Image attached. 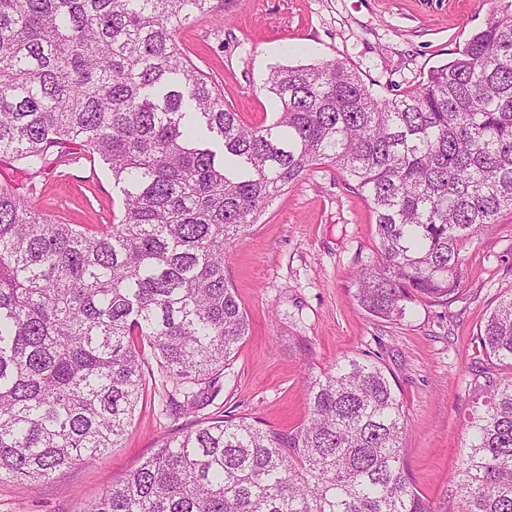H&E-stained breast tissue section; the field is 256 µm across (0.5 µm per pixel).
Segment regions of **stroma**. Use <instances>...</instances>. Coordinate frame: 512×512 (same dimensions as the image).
Listing matches in <instances>:
<instances>
[{
  "mask_svg": "<svg viewBox=\"0 0 512 512\" xmlns=\"http://www.w3.org/2000/svg\"><path fill=\"white\" fill-rule=\"evenodd\" d=\"M512 0H216L177 40L189 60L249 124L270 123L264 83L273 67L340 58L380 97L416 88L430 70L485 28ZM0 182L34 184L40 213L94 230L118 223L123 196L98 155L74 149L29 178L0 163ZM224 273L249 318V333L224 367L207 413L234 410L287 429L308 415L303 381L346 356L377 361L407 417V467L415 487L442 505L465 452L474 379L486 357L482 322L512 295V212L463 243L464 278L449 304L424 303L385 321L354 297L362 268L377 261L374 218L335 166L320 165L278 196L257 224L228 244ZM173 420L152 398L137 408L119 447L38 487L0 483V512H81L151 456Z\"/></svg>",
  "mask_w": 512,
  "mask_h": 512,
  "instance_id": "35a3bbf8",
  "label": "stroma"
}]
</instances>
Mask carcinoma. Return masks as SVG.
I'll return each instance as SVG.
<instances>
[{
	"label": "carcinoma",
	"mask_w": 512,
	"mask_h": 512,
	"mask_svg": "<svg viewBox=\"0 0 512 512\" xmlns=\"http://www.w3.org/2000/svg\"><path fill=\"white\" fill-rule=\"evenodd\" d=\"M213 2L0 0V159L32 177L79 147L124 195L90 232L0 183V482L118 447L150 386L174 417L215 398L249 332L225 245L315 166L370 204L379 261L355 296L383 320L451 302L463 242L512 211L511 13L395 98L339 58L278 67L275 117L250 126L176 41ZM478 339L490 396L443 507L413 485L390 378L348 356L307 376L301 425L196 418L82 512H512V295Z\"/></svg>",
	"instance_id": "carcinoma-1"
}]
</instances>
